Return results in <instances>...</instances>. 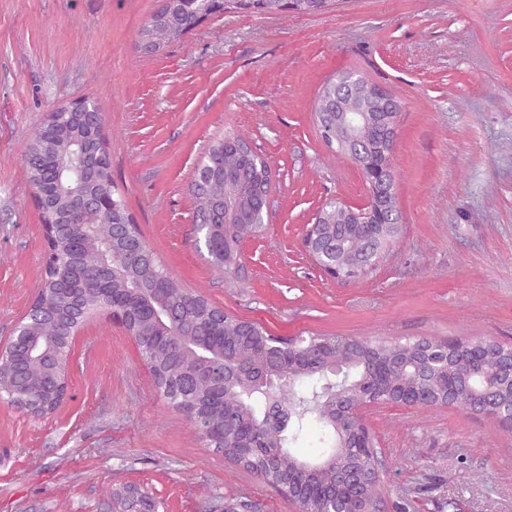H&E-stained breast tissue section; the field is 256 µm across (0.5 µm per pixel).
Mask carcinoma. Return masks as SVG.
Masks as SVG:
<instances>
[{
	"label": "carcinoma",
	"instance_id": "obj_1",
	"mask_svg": "<svg viewBox=\"0 0 512 512\" xmlns=\"http://www.w3.org/2000/svg\"><path fill=\"white\" fill-rule=\"evenodd\" d=\"M223 0H164L142 29L144 45L156 50L180 38L201 19L219 11ZM310 0H236V4L261 13L275 14L289 8L309 11ZM376 87L361 76L346 73L327 83L315 108L317 123L335 127L323 133L328 144L343 149L348 130L344 116L331 109L336 98L365 113L372 132L356 163L390 165L392 129L399 104L373 99ZM102 111L76 121L69 108L46 116L28 142L24 169L34 186L50 185L51 196L42 205L47 231L45 277L30 313L41 319L30 328L40 357L33 361L31 378L37 383L53 376L54 383L30 392L10 372L11 359L0 360V399L21 411L42 416L54 412L66 389L71 334L91 321L100 308L104 289L125 299L129 310L128 332L141 339L140 351L149 365L158 393L169 406L192 421L206 443L244 470L299 502L304 512H329L336 483V459H349L359 467L376 463L371 456L356 455L358 434L364 426L336 411L345 402L356 403L371 380V363L389 367L383 398L425 376L429 406L448 405L453 399L470 408L477 393L495 404L512 406V387L486 371L470 373L460 362L470 341L440 342L428 338L408 341H368L343 336L284 338L273 336L257 323L250 335H241L244 323L213 306L205 297L176 284L157 258L132 263L125 243L112 239V225L131 224L132 217L112 191L111 163L103 139ZM101 155L97 168L85 173L76 166L79 150ZM271 172L240 136H225L210 144L196 167L191 192L201 224L211 225L214 240L207 250L210 262L229 269L239 256L240 242L259 231L264 222L263 200L269 197ZM338 203L322 208L318 223L306 237L336 246V275L353 278L375 266L399 231L395 211L377 214L373 235L357 224L336 228ZM86 271L81 284L85 315L61 313L60 283L69 279L74 252ZM112 263L117 274L106 286L96 277L97 267ZM252 366L259 376L271 377L270 392L220 377H206L202 370L224 357ZM308 418L321 423L326 450L300 454L290 450L299 435L289 425ZM303 473L307 486L288 483V476Z\"/></svg>",
	"mask_w": 512,
	"mask_h": 512
}]
</instances>
